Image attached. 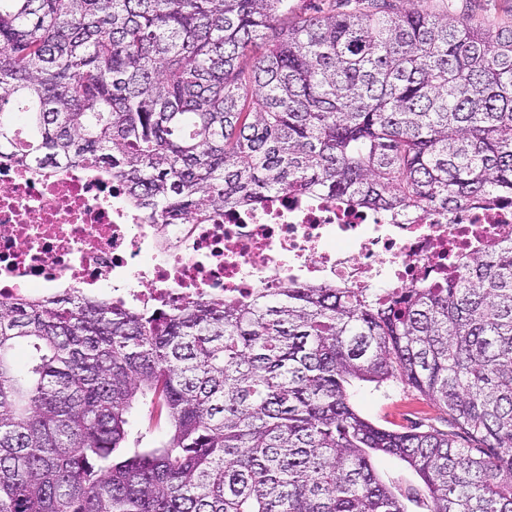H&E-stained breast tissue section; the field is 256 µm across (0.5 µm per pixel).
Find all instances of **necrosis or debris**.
<instances>
[{"mask_svg":"<svg viewBox=\"0 0 512 512\" xmlns=\"http://www.w3.org/2000/svg\"><path fill=\"white\" fill-rule=\"evenodd\" d=\"M511 243V200L388 217L338 196L277 194L158 224L98 168L0 163L1 302L63 288L149 309L293 282L439 288L469 254Z\"/></svg>","mask_w":512,"mask_h":512,"instance_id":"4bbe7bcc","label":"necrosis or debris"}]
</instances>
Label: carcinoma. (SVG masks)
I'll return each instance as SVG.
<instances>
[{
  "label": "carcinoma",
  "mask_w": 512,
  "mask_h": 512,
  "mask_svg": "<svg viewBox=\"0 0 512 512\" xmlns=\"http://www.w3.org/2000/svg\"><path fill=\"white\" fill-rule=\"evenodd\" d=\"M389 0H0V161L100 166L161 224L262 196L512 198V30ZM28 341L17 368L16 343ZM396 380L448 430L353 404ZM149 428L130 440V418ZM165 441L143 447L150 426ZM405 462L424 497L372 464ZM512 512V245L444 288L163 311L0 302V512Z\"/></svg>",
  "instance_id": "cac0c4a2"
}]
</instances>
